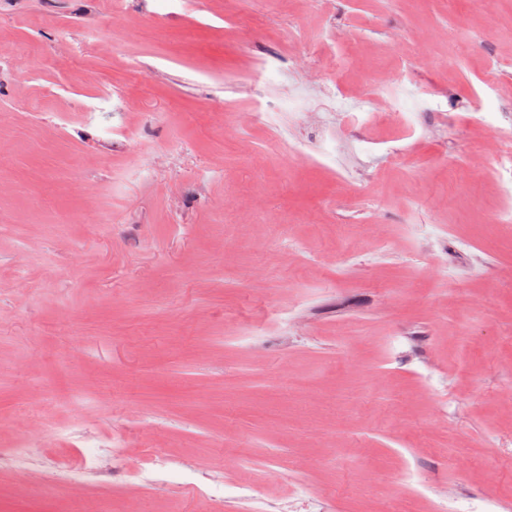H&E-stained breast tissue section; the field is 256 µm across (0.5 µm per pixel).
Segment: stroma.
I'll list each match as a JSON object with an SVG mask.
<instances>
[{
	"mask_svg": "<svg viewBox=\"0 0 512 512\" xmlns=\"http://www.w3.org/2000/svg\"><path fill=\"white\" fill-rule=\"evenodd\" d=\"M510 119L512 0H0V512L512 498ZM333 98H336V108L339 112H346L348 115L350 112L367 114L368 118L371 120L378 118V112L375 110L374 99L371 95L356 100H350L345 98L344 94L337 89L336 85V92H334ZM496 139L500 147L498 162L500 166L511 172L512 169V122L497 126ZM33 465V460L25 450L16 448L8 453H0V467L12 470L18 477H25Z\"/></svg>",
	"mask_w": 512,
	"mask_h": 512,
	"instance_id": "35a3bbf8",
	"label": "stroma"
}]
</instances>
